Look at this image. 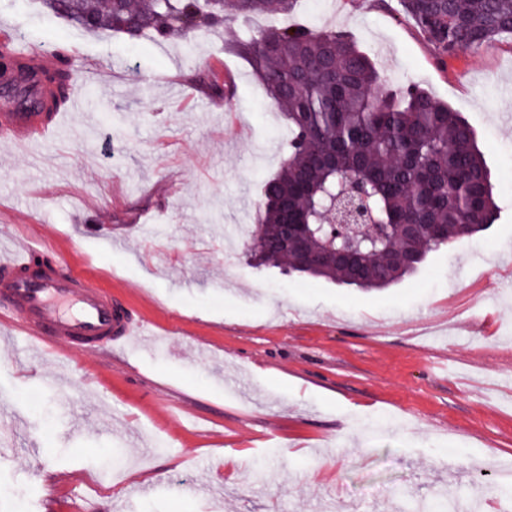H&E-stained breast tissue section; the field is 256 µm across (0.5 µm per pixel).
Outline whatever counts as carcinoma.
<instances>
[{"label":"carcinoma","mask_w":512,"mask_h":512,"mask_svg":"<svg viewBox=\"0 0 512 512\" xmlns=\"http://www.w3.org/2000/svg\"><path fill=\"white\" fill-rule=\"evenodd\" d=\"M298 0H43L52 14L90 32L155 41L291 12ZM426 39L444 55L481 48L512 34V0H401ZM0 83L22 110L54 112L74 75L64 68L26 69L10 45ZM288 125L285 159L261 185L254 241L257 264L290 277L310 276L362 289L386 288L427 256L460 242L465 224H494L499 207L473 128L416 84L391 87L347 35L305 26L253 32L239 45ZM374 190L377 217L396 227L393 250L365 251L347 263L301 266L299 244L316 248L325 191L345 176Z\"/></svg>","instance_id":"1"}]
</instances>
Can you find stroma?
<instances>
[{"label": "stroma", "instance_id": "1", "mask_svg": "<svg viewBox=\"0 0 512 512\" xmlns=\"http://www.w3.org/2000/svg\"><path fill=\"white\" fill-rule=\"evenodd\" d=\"M288 22L348 34L391 85L460 112L498 220L383 290L255 267L235 230L285 127L236 49L256 20L189 55L0 0V45L64 50L82 101L52 144L0 137V246L35 226L149 325L68 369L0 332V512H45L44 465L91 512H415L448 487L455 512H512L475 496L512 465V34L445 56L399 0H299ZM192 69L229 99L182 92Z\"/></svg>", "mask_w": 512, "mask_h": 512}]
</instances>
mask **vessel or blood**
Masks as SVG:
<instances>
[{
  "label": "vessel or blood",
  "mask_w": 512,
  "mask_h": 512,
  "mask_svg": "<svg viewBox=\"0 0 512 512\" xmlns=\"http://www.w3.org/2000/svg\"><path fill=\"white\" fill-rule=\"evenodd\" d=\"M58 117L41 112L0 110V134L20 146L57 136ZM33 241L0 250V329L17 331L62 356L82 349L124 346L134 329L130 309L93 285L83 264L66 258L34 266Z\"/></svg>",
  "instance_id": "vessel-or-blood-1"
}]
</instances>
